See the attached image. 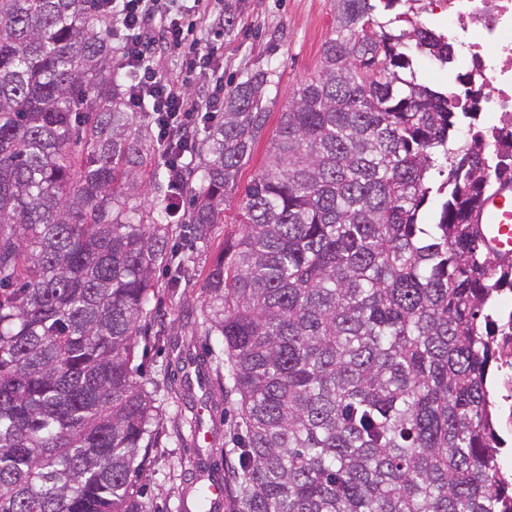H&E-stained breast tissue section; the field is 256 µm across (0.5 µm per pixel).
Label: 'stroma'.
I'll use <instances>...</instances> for the list:
<instances>
[{"label":"stroma","instance_id":"1","mask_svg":"<svg viewBox=\"0 0 512 512\" xmlns=\"http://www.w3.org/2000/svg\"><path fill=\"white\" fill-rule=\"evenodd\" d=\"M240 12L230 31L220 25L190 26L182 49L159 55L155 69L184 80L188 94L202 93L203 78L183 66L197 42L224 53V80L234 82L252 68L271 64L280 98L318 68L322 45L334 21L333 0H235ZM239 194L224 205L223 223L213 225L207 243L188 252L192 275L172 288L165 271L154 276L155 297L140 340L136 365L157 393L168 444L153 449L139 466L155 512H193L198 488L224 480L232 401L219 397L227 364L215 337L201 322L203 279L219 250L237 236Z\"/></svg>","mask_w":512,"mask_h":512}]
</instances>
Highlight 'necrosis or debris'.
Segmentation results:
<instances>
[{"instance_id":"4bbe7bcc","label":"necrosis or debris","mask_w":512,"mask_h":512,"mask_svg":"<svg viewBox=\"0 0 512 512\" xmlns=\"http://www.w3.org/2000/svg\"><path fill=\"white\" fill-rule=\"evenodd\" d=\"M456 57L479 91L477 100L450 96L456 112H478L483 141L494 145L497 186H512V0H448L444 21ZM497 393L512 424V301L495 322Z\"/></svg>"}]
</instances>
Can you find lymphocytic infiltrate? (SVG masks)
I'll list each match as a JSON object with an SVG mask.
<instances>
[{"label": "lymphocytic infiltrate", "instance_id": "1", "mask_svg": "<svg viewBox=\"0 0 512 512\" xmlns=\"http://www.w3.org/2000/svg\"><path fill=\"white\" fill-rule=\"evenodd\" d=\"M121 8L112 15V34L125 63L136 66L137 83L132 95L149 94L156 114L165 116L164 141L185 144L194 137L198 115L217 113L224 101V56L216 48L197 50L191 69H205L213 75L211 91L188 100L182 84L170 76L149 70L155 51H170L185 39L182 18L192 14L209 22L219 9L214 0H119Z\"/></svg>", "mask_w": 512, "mask_h": 512}]
</instances>
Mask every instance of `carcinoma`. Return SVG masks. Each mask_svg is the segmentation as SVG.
Here are the masks:
<instances>
[{"label": "carcinoma", "instance_id": "carcinoma-1", "mask_svg": "<svg viewBox=\"0 0 512 512\" xmlns=\"http://www.w3.org/2000/svg\"><path fill=\"white\" fill-rule=\"evenodd\" d=\"M407 2L334 0L203 284L237 405L228 512H512L487 328L512 264L471 222L494 157L418 78L455 52ZM103 7L0 0V512H151L134 464L163 411L133 362L154 275L180 281L224 223L275 104L273 69L246 72L199 118L196 183L174 179Z\"/></svg>", "mask_w": 512, "mask_h": 512}]
</instances>
